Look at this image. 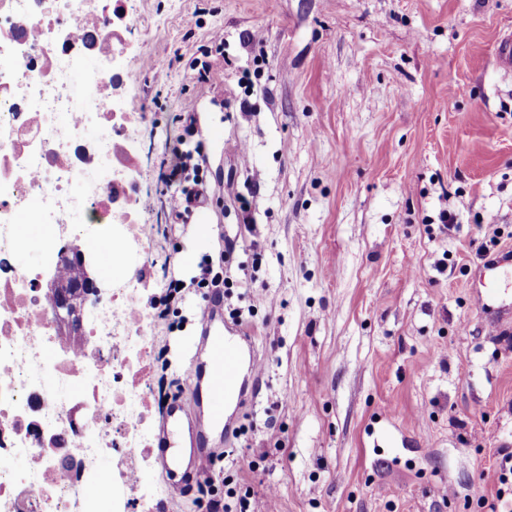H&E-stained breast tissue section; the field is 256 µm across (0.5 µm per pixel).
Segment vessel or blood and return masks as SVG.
I'll return each mask as SVG.
<instances>
[{"mask_svg": "<svg viewBox=\"0 0 512 512\" xmlns=\"http://www.w3.org/2000/svg\"><path fill=\"white\" fill-rule=\"evenodd\" d=\"M512 271V252L488 260L480 269L483 307L502 304L495 286L504 271ZM195 352L186 365V398L171 404L157 436V459L176 489L193 486L208 466L218 440L230 429L224 413L242 404L249 385L262 374L261 361L250 336L224 318V305L208 301L202 309Z\"/></svg>", "mask_w": 512, "mask_h": 512, "instance_id": "b4317fda", "label": "vessel or blood"}]
</instances>
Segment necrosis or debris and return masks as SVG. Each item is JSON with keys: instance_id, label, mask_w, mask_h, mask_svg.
Instances as JSON below:
<instances>
[{"instance_id": "1", "label": "necrosis or debris", "mask_w": 512, "mask_h": 512, "mask_svg": "<svg viewBox=\"0 0 512 512\" xmlns=\"http://www.w3.org/2000/svg\"><path fill=\"white\" fill-rule=\"evenodd\" d=\"M121 41L101 0H0V184L11 190L0 196L1 222L34 196L39 224L69 204L73 239L111 238L116 224L136 235L139 192L118 175L129 114L106 100L122 78ZM43 277L0 265V512H141L146 489L128 480L140 474L147 387L123 382L146 349L140 271L121 294L87 297L94 315L64 349ZM116 325L123 335H113ZM111 457L114 493L89 494Z\"/></svg>"}]
</instances>
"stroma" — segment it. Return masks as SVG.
Listing matches in <instances>:
<instances>
[{
	"instance_id": "stroma-1",
	"label": "stroma",
	"mask_w": 512,
	"mask_h": 512,
	"mask_svg": "<svg viewBox=\"0 0 512 512\" xmlns=\"http://www.w3.org/2000/svg\"><path fill=\"white\" fill-rule=\"evenodd\" d=\"M129 4L117 97L149 111L128 128L132 173L153 193L169 113L194 112L219 203L207 228L177 227L171 259L165 211L141 212L157 227L148 249L108 276L95 259L94 274L116 290L141 265L144 302L220 241L236 246L234 279L260 258L226 300L248 311L263 361L224 441L230 487L249 485L256 512H488L512 452V325L486 321L476 250L512 249V72L496 61L512 0ZM215 29L223 77L194 84L188 64ZM198 303L180 330L145 329L179 376ZM143 417L144 485L165 512H205L152 452L153 401Z\"/></svg>"
}]
</instances>
